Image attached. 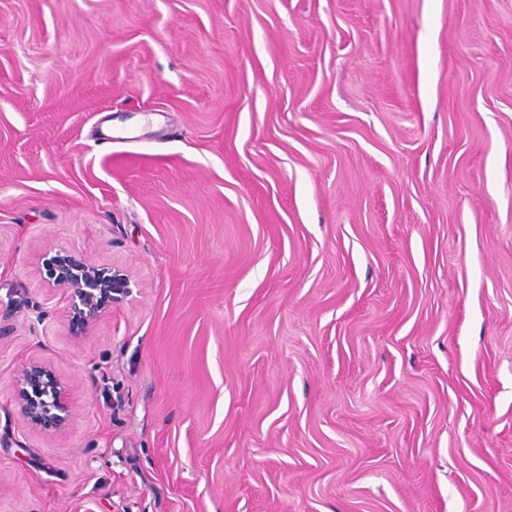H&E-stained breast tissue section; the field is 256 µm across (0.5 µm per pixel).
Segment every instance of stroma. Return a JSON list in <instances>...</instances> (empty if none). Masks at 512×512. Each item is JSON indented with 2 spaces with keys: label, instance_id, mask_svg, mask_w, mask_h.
Masks as SVG:
<instances>
[{
  "label": "stroma",
  "instance_id": "stroma-1",
  "mask_svg": "<svg viewBox=\"0 0 512 512\" xmlns=\"http://www.w3.org/2000/svg\"><path fill=\"white\" fill-rule=\"evenodd\" d=\"M0 512H512V0H0ZM68 263L66 269L62 265L58 267L53 285L69 293L71 310L87 327L106 312L112 288H108V282L97 269L75 258ZM12 397L24 423L34 431L64 433L70 419L69 393L66 384L29 362L18 371Z\"/></svg>",
  "mask_w": 512,
  "mask_h": 512
}]
</instances>
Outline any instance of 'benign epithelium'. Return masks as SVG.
Here are the masks:
<instances>
[{
    "mask_svg": "<svg viewBox=\"0 0 512 512\" xmlns=\"http://www.w3.org/2000/svg\"><path fill=\"white\" fill-rule=\"evenodd\" d=\"M55 287L69 293L71 310L84 326L95 323L108 308L112 289L101 273L78 259L69 260L67 268L57 269ZM12 397L24 423L34 431L61 434L70 419L69 393L66 384L30 362L18 371Z\"/></svg>",
    "mask_w": 512,
    "mask_h": 512,
    "instance_id": "7a95c632",
    "label": "benign epithelium"
}]
</instances>
